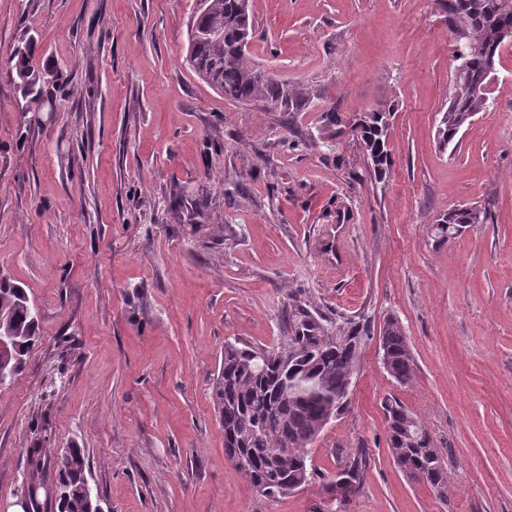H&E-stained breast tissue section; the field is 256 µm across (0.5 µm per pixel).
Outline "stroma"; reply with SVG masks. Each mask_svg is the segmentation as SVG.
Masks as SVG:
<instances>
[{
  "instance_id": "obj_1",
  "label": "stroma",
  "mask_w": 512,
  "mask_h": 512,
  "mask_svg": "<svg viewBox=\"0 0 512 512\" xmlns=\"http://www.w3.org/2000/svg\"><path fill=\"white\" fill-rule=\"evenodd\" d=\"M199 0H0V58L22 35L78 96L25 125L0 76V274L40 313L23 372L0 388V512L84 449L103 512H337L329 482L366 449L344 512H512V47L494 106L436 144L453 44L434 0H253L252 61L318 90L304 112L241 104L185 62ZM394 104L392 169L356 139L312 143L328 100ZM485 205L442 242L437 217ZM364 318L349 410L308 449L314 478L253 493L224 451L211 387L225 342H281L288 311ZM399 321L417 369L378 345ZM420 416L450 476L410 480L383 403ZM50 456L33 474L32 449ZM368 465L369 457L363 449L345 458L344 471L341 476H344L348 481L354 484L356 492L359 491L363 485Z\"/></svg>"
}]
</instances>
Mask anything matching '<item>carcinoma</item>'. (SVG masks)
<instances>
[{
    "label": "carcinoma",
    "mask_w": 512,
    "mask_h": 512,
    "mask_svg": "<svg viewBox=\"0 0 512 512\" xmlns=\"http://www.w3.org/2000/svg\"><path fill=\"white\" fill-rule=\"evenodd\" d=\"M446 14L448 29L455 33L464 27L479 35L469 42L458 39L451 69L453 90L447 108L441 113L437 143L442 150L455 144L460 122L471 113L485 112L489 98L476 95V89L487 81L486 62L500 58L504 43L500 30L512 26V0H436ZM242 0H202L201 8L191 17L186 62L206 83L239 103L260 102L276 106L288 114L304 112L314 99L312 91L299 84L278 79L274 75L258 77L259 66L239 52L243 36L254 37L252 17L244 16ZM37 43L32 37L20 39L0 71L21 84L26 104L23 118L33 112H52L59 101L43 89L58 81V76L42 69L36 62ZM386 111L367 109L351 116V135L363 147L368 170L375 179H385L393 165L389 149L395 106ZM346 126V116L337 102L324 110L320 133L339 137ZM486 207L462 205L448 210L434 228L435 237L447 241L465 229L487 222ZM0 325L8 327L14 337L12 362L14 375L0 382V388L19 375L26 357L38 338L39 318L23 287L0 278ZM367 339V325L361 320L333 321L311 312L303 305L294 306L288 315V336L280 346L250 347L224 343L223 369L212 388L213 411L224 436L237 440L248 465L238 467L250 489L264 497L285 494L284 486L302 478H310L307 448L322 432L321 421L339 408L338 394L343 382L358 370L362 346ZM380 343L390 362L389 375L407 385L415 377L416 364L407 336L400 323H385ZM291 359L299 371L307 375L313 387L299 396L282 391L281 359ZM389 428L400 439L388 438V446L396 462L423 459L429 463L442 455L434 440L427 437L425 423L396 401L385 404ZM278 450L276 468H265L267 456ZM369 457L364 450L345 458L344 476L361 488ZM89 463L85 450L71 448L62 458L58 480L66 488L62 512H97L98 504L83 492ZM425 483L434 491L448 489V471L444 465L427 469Z\"/></svg>",
    "instance_id": "cac0c4a2"
}]
</instances>
